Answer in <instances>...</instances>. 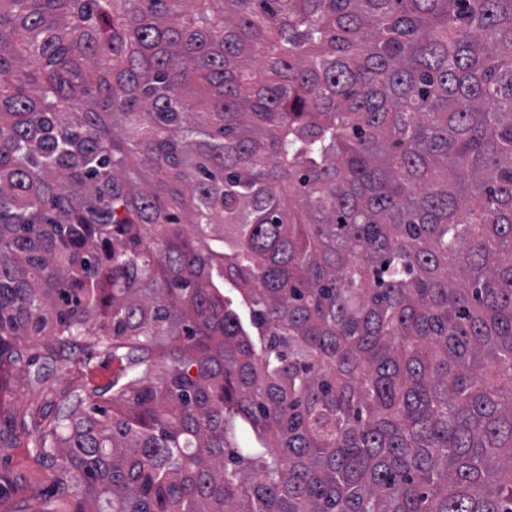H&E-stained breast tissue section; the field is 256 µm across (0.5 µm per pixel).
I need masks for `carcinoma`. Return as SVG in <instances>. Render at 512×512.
<instances>
[{
  "label": "carcinoma",
  "mask_w": 512,
  "mask_h": 512,
  "mask_svg": "<svg viewBox=\"0 0 512 512\" xmlns=\"http://www.w3.org/2000/svg\"><path fill=\"white\" fill-rule=\"evenodd\" d=\"M70 512H512V0H0V363ZM40 355L35 367L41 366L42 372L48 378V383L57 388L91 387L105 388L112 383V378L117 373V362H112V356L95 349L86 351L80 348H67L63 357L57 361L44 359L45 349L33 350Z\"/></svg>",
  "instance_id": "obj_1"
}]
</instances>
